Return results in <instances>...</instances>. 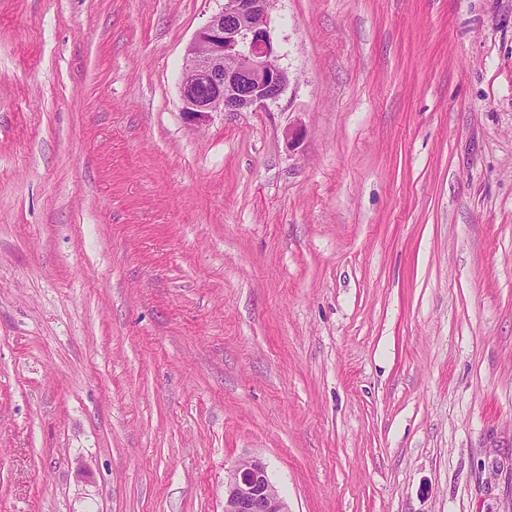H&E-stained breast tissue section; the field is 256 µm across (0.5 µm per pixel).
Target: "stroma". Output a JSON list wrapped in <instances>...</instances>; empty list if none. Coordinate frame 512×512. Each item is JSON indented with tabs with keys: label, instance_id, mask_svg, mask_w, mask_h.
<instances>
[{
	"label": "stroma",
	"instance_id": "1",
	"mask_svg": "<svg viewBox=\"0 0 512 512\" xmlns=\"http://www.w3.org/2000/svg\"><path fill=\"white\" fill-rule=\"evenodd\" d=\"M224 2L0 0V512H512V0H272L193 126ZM267 0H225L186 48L182 115L202 125L213 112L256 111L285 92L289 76L269 28ZM223 512H291L261 458L240 459L224 480Z\"/></svg>",
	"mask_w": 512,
	"mask_h": 512
}]
</instances>
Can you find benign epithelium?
Listing matches in <instances>:
<instances>
[{"mask_svg": "<svg viewBox=\"0 0 512 512\" xmlns=\"http://www.w3.org/2000/svg\"><path fill=\"white\" fill-rule=\"evenodd\" d=\"M269 0H225L186 48L182 115L193 125L214 112L256 111L285 92L289 76L269 28ZM223 512H290L264 461L239 460L224 480Z\"/></svg>", "mask_w": 512, "mask_h": 512, "instance_id": "7a95c632", "label": "benign epithelium"}]
</instances>
